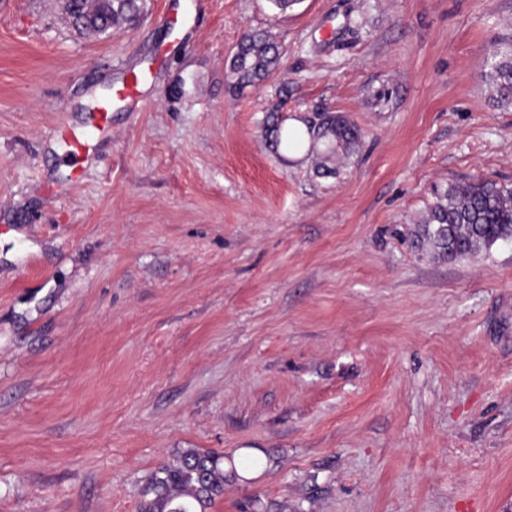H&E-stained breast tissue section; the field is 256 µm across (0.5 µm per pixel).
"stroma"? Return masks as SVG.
<instances>
[{
    "label": "stroma",
    "mask_w": 512,
    "mask_h": 512,
    "mask_svg": "<svg viewBox=\"0 0 512 512\" xmlns=\"http://www.w3.org/2000/svg\"><path fill=\"white\" fill-rule=\"evenodd\" d=\"M137 5L0 0V512H140L188 448L257 462L206 512H512V240L410 238L512 183V0ZM250 30L283 57L240 87ZM105 101L74 170L54 129ZM337 115L352 151L276 143ZM97 17V25L94 27L86 26L93 32H105L112 27V22L118 18H122L128 13H135L138 9L135 0H112L108 4L100 5ZM482 78L495 94L497 106L512 108V42L496 48L493 61ZM436 259L455 261L512 240V186L490 179L448 185L414 232Z\"/></svg>",
    "instance_id": "35a3bbf8"
}]
</instances>
